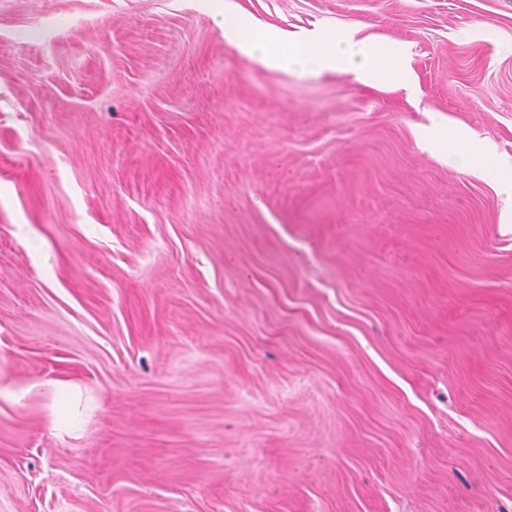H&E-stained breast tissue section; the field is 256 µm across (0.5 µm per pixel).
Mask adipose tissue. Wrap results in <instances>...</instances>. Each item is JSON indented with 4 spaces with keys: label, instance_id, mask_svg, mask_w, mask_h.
<instances>
[{
    "label": "adipose tissue",
    "instance_id": "obj_1",
    "mask_svg": "<svg viewBox=\"0 0 512 512\" xmlns=\"http://www.w3.org/2000/svg\"><path fill=\"white\" fill-rule=\"evenodd\" d=\"M215 18L226 42L272 69L333 71L366 85L399 79L405 72L407 50L398 44L378 45L350 34L322 31L291 39L272 28L257 29L242 14L219 9Z\"/></svg>",
    "mask_w": 512,
    "mask_h": 512
}]
</instances>
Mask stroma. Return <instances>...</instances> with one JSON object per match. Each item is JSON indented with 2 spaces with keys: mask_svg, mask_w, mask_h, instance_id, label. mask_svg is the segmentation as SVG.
Masks as SVG:
<instances>
[{
  "mask_svg": "<svg viewBox=\"0 0 512 512\" xmlns=\"http://www.w3.org/2000/svg\"><path fill=\"white\" fill-rule=\"evenodd\" d=\"M222 6L408 78L266 69L208 0H0V512H512V168L417 143L512 159V0ZM34 387L38 388L50 399L53 423L59 424L61 418L59 407L62 399L68 394L67 387L63 383L54 380L39 382Z\"/></svg>",
  "mask_w": 512,
  "mask_h": 512,
  "instance_id": "stroma-1",
  "label": "stroma"
}]
</instances>
